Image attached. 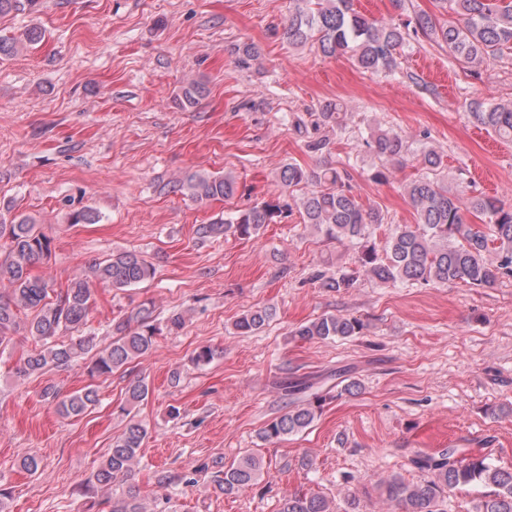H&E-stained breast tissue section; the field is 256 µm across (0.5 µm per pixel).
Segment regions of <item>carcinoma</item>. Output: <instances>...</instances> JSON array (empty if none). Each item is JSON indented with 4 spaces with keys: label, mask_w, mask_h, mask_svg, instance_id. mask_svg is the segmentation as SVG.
<instances>
[{
    "label": "carcinoma",
    "mask_w": 512,
    "mask_h": 512,
    "mask_svg": "<svg viewBox=\"0 0 512 512\" xmlns=\"http://www.w3.org/2000/svg\"><path fill=\"white\" fill-rule=\"evenodd\" d=\"M292 9L284 36L294 47L311 46L325 57L345 55L361 70L395 74L400 67L406 42L422 36L443 43L477 76L480 70L512 51V0H437L441 14L417 12L401 23L380 24L355 10L353 0H290ZM42 31L36 27L21 37L0 38V55L8 56L37 42ZM467 110L483 126L500 137L512 140V103H492L472 99ZM311 131L306 148L321 154L327 147L323 131L344 130L345 112L338 101H326L320 111L310 113ZM359 152H367L382 163L402 164L410 152L404 135L392 129H377L355 136ZM423 173L403 186V195L414 210L416 223L397 224L383 247L369 241L368 229L383 223L378 206L366 207L353 193L350 162L326 163L315 169L299 164L284 166L276 176L280 195L294 198L304 213V223L329 241L351 243L358 248L357 274H341L323 280L322 286L336 290L354 286L357 275L374 281L398 283H465L474 288H492L503 276L512 275V205L496 198L470 195L460 188H448L443 155L435 148L419 154ZM237 189L230 174L195 172L175 182L171 191L195 202L228 199ZM285 205L263 201L238 211L214 224H202L199 237L208 239L232 234L250 239L267 224L280 217ZM0 213V241L8 255L0 263V346L9 344L18 326V313L29 312L26 331L39 347L27 353L17 368L20 377L40 373L49 366L70 368L90 358L92 376H109L132 361L151 352L160 328L154 324L153 304L144 302L116 321L112 341L99 343L93 336L81 335L89 322L94 304L91 284L99 283L123 290L137 286L154 275L151 264L132 252H121L91 266L89 273L70 281L56 293L51 280L38 269L51 255V239L26 215L7 219L11 208ZM479 220L473 224L466 215ZM273 316L270 307H258L242 314L234 323L240 335L258 332ZM357 317L326 315L299 326L294 335L302 340L350 337L362 332ZM307 386L301 382H282L284 395L291 397L288 411L273 418L260 431V438L274 442L309 427L321 412L324 398L315 395L300 399ZM45 396L58 401L64 417L84 414L98 401L95 388L88 385L63 398L52 388ZM149 394V385L139 379L126 390L125 407L141 403ZM147 435L141 421L130 419L122 433L112 440L107 456L93 474V480L80 483L77 491L95 493V487L107 488L128 476ZM410 465L420 480L407 482L393 475L383 482L382 495L400 506V512H445L440 503L448 494L466 486H483L474 512H512V472L493 464L481 453L463 454L460 448H445L434 453L416 451ZM211 471L215 491L238 495L251 490L264 473V460L247 453L228 466L215 461L201 466ZM107 512H147L137 491L129 489L120 497L103 500ZM277 512H335L333 502L318 493H294L280 501Z\"/></svg>",
    "instance_id": "1"
}]
</instances>
